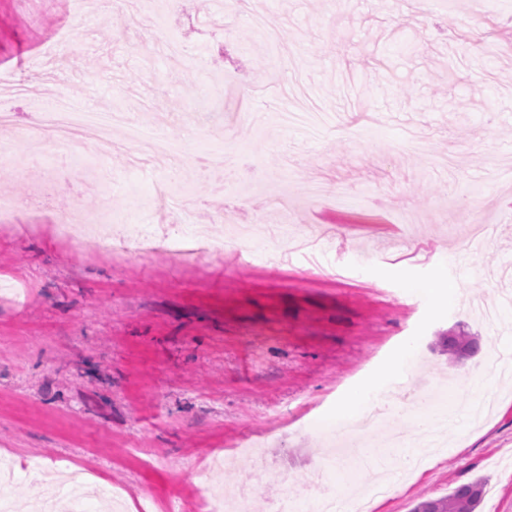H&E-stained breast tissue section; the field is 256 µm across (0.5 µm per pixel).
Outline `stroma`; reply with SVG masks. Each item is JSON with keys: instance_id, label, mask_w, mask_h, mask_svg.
I'll return each mask as SVG.
<instances>
[{"instance_id": "obj_1", "label": "stroma", "mask_w": 512, "mask_h": 512, "mask_svg": "<svg viewBox=\"0 0 512 512\" xmlns=\"http://www.w3.org/2000/svg\"><path fill=\"white\" fill-rule=\"evenodd\" d=\"M102 0H0V141L35 148L29 111L66 99L120 112L193 155L238 166L224 189L179 170L191 187L180 215L152 191L168 170L130 168L136 151L101 153L93 135L70 150L93 158L108 204L154 238L188 229L217 242L244 226L262 232L202 269L78 248L52 225L96 200L92 179L61 176L54 161L0 162V462L13 467V512L61 488L32 485L25 467L72 466L116 488L124 512H164L168 492L190 493L229 467L224 487L251 481L253 447L272 476L248 501L272 512L283 490L306 497L313 469L335 459L328 422L366 381L387 376L394 415L378 424L418 432L436 420L444 448L416 471L406 452L365 447L399 474L373 512L483 481L477 512H512V376L488 366L512 312L493 321L465 297L512 292V0H247L215 8L161 0L107 14ZM278 34L267 42L251 23ZM215 122L197 123L200 101ZM321 182L317 199L305 193ZM284 252L268 265V250ZM428 284L454 287L435 305ZM476 337L473 356L449 359L447 336ZM414 364L388 370L406 344ZM382 468L337 465V495L369 493Z\"/></svg>"}]
</instances>
